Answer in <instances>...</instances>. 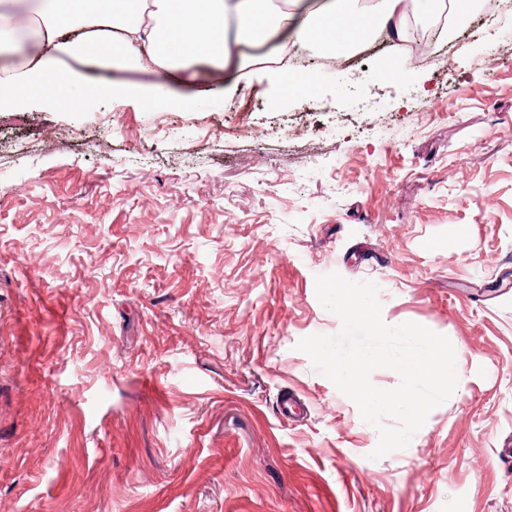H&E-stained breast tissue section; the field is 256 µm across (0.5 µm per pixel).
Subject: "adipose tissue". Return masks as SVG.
<instances>
[{
	"instance_id": "1",
	"label": "adipose tissue",
	"mask_w": 512,
	"mask_h": 512,
	"mask_svg": "<svg viewBox=\"0 0 512 512\" xmlns=\"http://www.w3.org/2000/svg\"><path fill=\"white\" fill-rule=\"evenodd\" d=\"M404 0H0V50L29 47L36 63L0 73V109L50 101L82 111L98 93L58 74L57 53L104 62L135 55L143 67L192 79L204 64L236 76L231 43L288 36L291 45L344 53L383 31L406 42Z\"/></svg>"
}]
</instances>
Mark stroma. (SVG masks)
Masks as SVG:
<instances>
[{"label": "stroma", "instance_id": "stroma-1", "mask_svg": "<svg viewBox=\"0 0 512 512\" xmlns=\"http://www.w3.org/2000/svg\"><path fill=\"white\" fill-rule=\"evenodd\" d=\"M441 20L427 58L382 33L299 95L279 39L191 83L62 53L113 95L0 112V512H512V14ZM331 272L456 354L377 460L296 348L341 329Z\"/></svg>", "mask_w": 512, "mask_h": 512}]
</instances>
